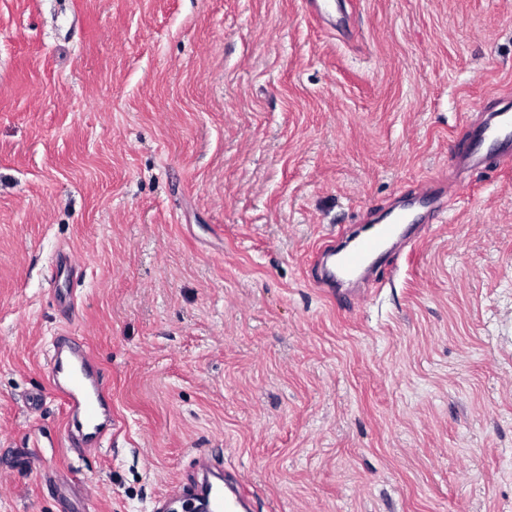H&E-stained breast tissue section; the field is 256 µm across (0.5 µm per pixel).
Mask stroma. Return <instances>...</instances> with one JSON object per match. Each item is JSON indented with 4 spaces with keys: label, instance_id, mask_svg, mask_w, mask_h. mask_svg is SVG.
<instances>
[{
    "label": "stroma",
    "instance_id": "obj_1",
    "mask_svg": "<svg viewBox=\"0 0 512 512\" xmlns=\"http://www.w3.org/2000/svg\"><path fill=\"white\" fill-rule=\"evenodd\" d=\"M0 0V512H512V167L329 290L314 254L449 175L512 94V0ZM73 253L75 277L57 276ZM74 337L112 432L71 447ZM64 349L70 352L67 359L62 357ZM49 369L52 385L67 412L83 416L89 426L98 430L97 422L107 397V381L92 363L90 354L72 345L66 336H57ZM61 377H66L67 383L63 384ZM181 494L180 506L183 512H246L238 509L243 510L245 502L250 501L248 492L238 479H231L229 485L224 484V488L206 480L188 490H184L183 484L176 486L156 501L153 511L166 512L169 501Z\"/></svg>",
    "mask_w": 512,
    "mask_h": 512
}]
</instances>
